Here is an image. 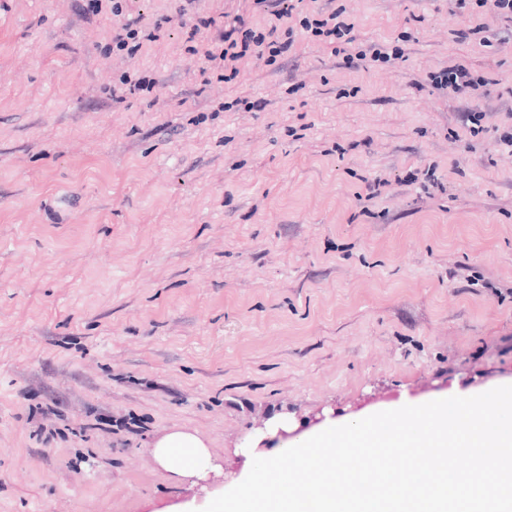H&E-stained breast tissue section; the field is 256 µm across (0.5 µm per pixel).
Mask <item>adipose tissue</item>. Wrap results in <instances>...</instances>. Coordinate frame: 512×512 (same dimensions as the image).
<instances>
[{
	"label": "adipose tissue",
	"mask_w": 512,
	"mask_h": 512,
	"mask_svg": "<svg viewBox=\"0 0 512 512\" xmlns=\"http://www.w3.org/2000/svg\"><path fill=\"white\" fill-rule=\"evenodd\" d=\"M153 457L162 468L182 477L204 480L216 469L205 441L182 430L159 437L153 444Z\"/></svg>",
	"instance_id": "adipose-tissue-1"
}]
</instances>
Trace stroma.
Listing matches in <instances>:
<instances>
[{"label": "stroma", "mask_w": 512, "mask_h": 512, "mask_svg": "<svg viewBox=\"0 0 512 512\" xmlns=\"http://www.w3.org/2000/svg\"><path fill=\"white\" fill-rule=\"evenodd\" d=\"M87 2L0 0V512L201 510L272 418L512 383L511 19L298 0L354 42L283 30L224 81L179 9L266 6ZM116 2L156 39L117 48ZM176 429L223 474L164 471ZM340 16L341 13L333 10L327 15L323 16L324 18L322 20L315 22V24L320 27H326L329 24L332 25V28L329 29L330 33H336L339 39L348 36L345 39V42L347 44L352 43L354 41V36L349 35L353 33L354 26L351 23L346 22L344 19H341Z\"/></svg>", "instance_id": "obj_1"}]
</instances>
